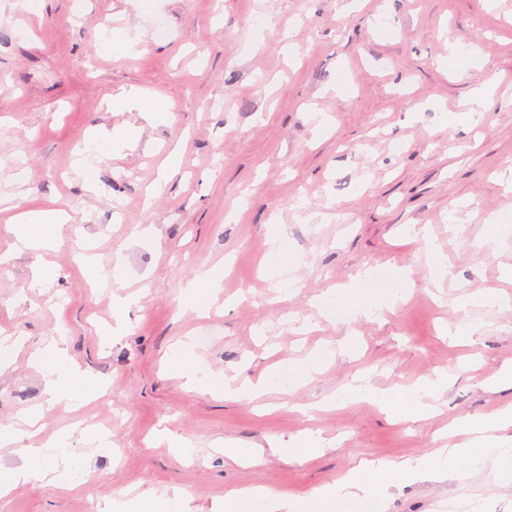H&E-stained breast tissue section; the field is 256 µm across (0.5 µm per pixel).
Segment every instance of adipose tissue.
Listing matches in <instances>:
<instances>
[{
    "label": "adipose tissue",
    "instance_id": "ef3b65f1",
    "mask_svg": "<svg viewBox=\"0 0 512 512\" xmlns=\"http://www.w3.org/2000/svg\"><path fill=\"white\" fill-rule=\"evenodd\" d=\"M67 220V213L57 208L20 214L12 226L16 249L35 252L57 249L60 242L56 227ZM404 297L401 286H387L372 270L363 269L356 274L353 286L336 291L334 296L321 297L319 304L324 307L335 299L347 308L373 315L381 311L383 306L403 300ZM37 365L49 403L55 404L63 400L88 401L98 397L103 388L102 383L74 364L66 348L58 343H51L41 350ZM171 367L187 384L220 387L228 397L262 395L268 391L272 382L268 375L255 382L246 380L234 383L225 380L219 374L203 370L192 353L185 349L174 355ZM444 380V374H437L435 379L420 383L406 394L381 391L359 382L350 385L343 396L353 401H372L391 414L419 421L431 414L432 400ZM507 423L512 424V405L483 417L459 422L456 430L470 436V447L439 449L430 459V466L457 477L480 467L499 469L503 461L512 458V448L502 445L495 438L494 432ZM20 441L19 429L0 426V447L20 448L24 456L23 467L0 470V498L34 480L45 479L59 486L74 482L81 465L80 460L66 455L54 459L49 455L50 449L68 447L67 436H54L37 447L21 446ZM417 469V464L413 462H367L355 471L345 486L279 501L272 500L265 489L247 487L227 494L224 499V512H242L243 500L252 497L260 498L264 512H360L366 502L378 499L388 484L416 472Z\"/></svg>",
    "mask_w": 512,
    "mask_h": 512
}]
</instances>
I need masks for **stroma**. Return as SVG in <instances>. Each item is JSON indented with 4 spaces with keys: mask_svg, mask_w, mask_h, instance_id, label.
<instances>
[{
    "mask_svg": "<svg viewBox=\"0 0 512 512\" xmlns=\"http://www.w3.org/2000/svg\"><path fill=\"white\" fill-rule=\"evenodd\" d=\"M169 35L156 39L138 0H42L37 14L0 0V196L18 210L65 205L70 219L47 259L56 271L29 287L36 254L0 265V339L17 342L0 368V425L44 407L32 365L64 338L72 359L106 378L86 403L45 409L44 436L72 435L86 467L62 487L34 481L0 498V512H102L124 492L178 494L182 512H224L234 490L260 486L280 497L341 484L364 461L400 463L458 444L455 424L512 404L497 383L512 366V229L494 252L480 249L488 224L512 210V0H158ZM109 21L139 44L135 58L100 41ZM481 40H473L476 28ZM471 56L462 72L443 67L451 49ZM490 85L482 125L463 122L472 92ZM157 96L169 117L148 123L134 104ZM124 98L133 107L112 109ZM326 113L325 126L313 115ZM133 128L137 136L100 164L85 191L74 142ZM180 171L163 190L145 189L173 147ZM320 212L322 223L305 222ZM155 234L135 241L137 226ZM427 227L453 265L431 282L421 243ZM284 235L294 290L279 294L264 262L272 227ZM86 239L101 278L88 280L68 246ZM224 282L207 313L182 306L207 268ZM370 268L382 279L404 270L406 300L374 316L339 320L318 296ZM140 293L116 325L114 296ZM474 326L462 345L446 334ZM192 348L203 369L227 380L258 379L320 349L332 352L296 390L232 399L191 388L168 362ZM448 381L421 421L342 399L363 377L408 390L439 371ZM111 434L97 452L82 431ZM169 429L191 439L192 461L156 440ZM319 451L303 460L278 445L305 431ZM256 457L232 462L227 448ZM470 493L482 512H512V483L489 470L464 479L424 471L383 490L378 512H441Z\"/></svg>",
    "mask_w": 512,
    "mask_h": 512,
    "instance_id": "obj_1",
    "label": "stroma"
}]
</instances>
